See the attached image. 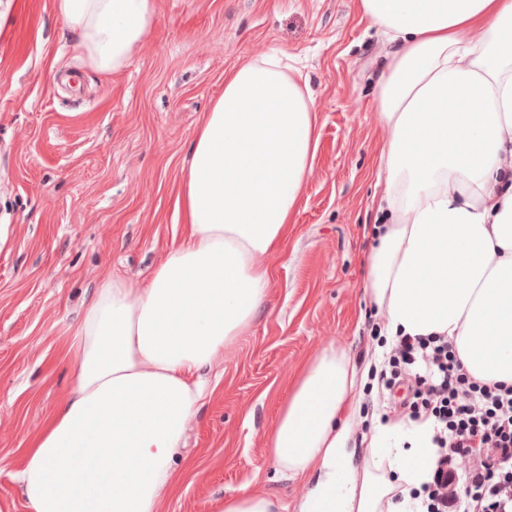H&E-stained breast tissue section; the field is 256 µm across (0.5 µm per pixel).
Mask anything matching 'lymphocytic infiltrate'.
<instances>
[{
	"instance_id": "lymphocytic-infiltrate-1",
	"label": "lymphocytic infiltrate",
	"mask_w": 512,
	"mask_h": 512,
	"mask_svg": "<svg viewBox=\"0 0 512 512\" xmlns=\"http://www.w3.org/2000/svg\"><path fill=\"white\" fill-rule=\"evenodd\" d=\"M410 381L397 418L431 422L436 463L426 512H512V385L475 380L447 336H401L379 373L382 390Z\"/></svg>"
}]
</instances>
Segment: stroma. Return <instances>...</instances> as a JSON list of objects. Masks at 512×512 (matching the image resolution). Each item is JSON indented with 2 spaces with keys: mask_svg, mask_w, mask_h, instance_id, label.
<instances>
[{
  "mask_svg": "<svg viewBox=\"0 0 512 512\" xmlns=\"http://www.w3.org/2000/svg\"><path fill=\"white\" fill-rule=\"evenodd\" d=\"M129 65L103 75L53 0H10L0 28V512H27L15 475L71 391V334L105 273L147 285L183 233L176 201L193 137L224 74L278 49L309 75L317 153L252 325L203 372L187 472L163 512H215L261 476L288 507L265 434L295 368L333 344L365 364L386 319L363 288L383 214L373 103L390 45L356 0H156ZM377 392L362 387L349 447L364 463Z\"/></svg>",
  "mask_w": 512,
  "mask_h": 512,
  "instance_id": "stroma-1",
  "label": "stroma"
}]
</instances>
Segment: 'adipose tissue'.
I'll return each instance as SVG.
<instances>
[{"instance_id":"adipose-tissue-1","label":"adipose tissue","mask_w":512,"mask_h":512,"mask_svg":"<svg viewBox=\"0 0 512 512\" xmlns=\"http://www.w3.org/2000/svg\"><path fill=\"white\" fill-rule=\"evenodd\" d=\"M393 45L375 103L389 133L364 288L388 337L447 335L479 381L512 384V0H357ZM97 72L125 68L158 24L156 0H54ZM480 39H471L472 30ZM309 80L274 50L233 67L192 144L184 233L147 286L105 274L69 345L72 391L18 474L28 512H161L180 472L201 372L249 328L312 170ZM363 380L329 346L293 374L265 435L308 485L298 512H420L432 427L385 424L372 468L346 451ZM77 458L62 464L66 450Z\"/></svg>"}]
</instances>
